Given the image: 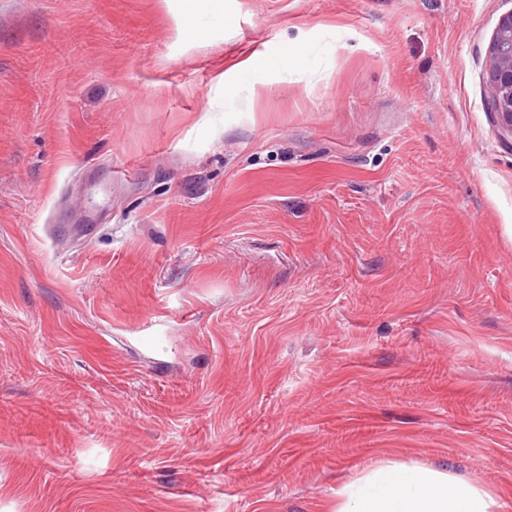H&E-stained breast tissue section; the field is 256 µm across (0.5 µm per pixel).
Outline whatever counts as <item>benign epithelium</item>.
<instances>
[{"mask_svg":"<svg viewBox=\"0 0 512 512\" xmlns=\"http://www.w3.org/2000/svg\"><path fill=\"white\" fill-rule=\"evenodd\" d=\"M487 82L492 90L490 111L512 136V12L500 18L491 42Z\"/></svg>","mask_w":512,"mask_h":512,"instance_id":"benign-epithelium-1","label":"benign epithelium"}]
</instances>
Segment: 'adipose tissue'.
<instances>
[{"label":"adipose tissue","instance_id":"obj_1","mask_svg":"<svg viewBox=\"0 0 512 512\" xmlns=\"http://www.w3.org/2000/svg\"><path fill=\"white\" fill-rule=\"evenodd\" d=\"M485 489L446 471L382 462L336 492L333 512H493Z\"/></svg>","mask_w":512,"mask_h":512}]
</instances>
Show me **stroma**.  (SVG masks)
Masks as SVG:
<instances>
[{
    "label": "stroma",
    "mask_w": 512,
    "mask_h": 512,
    "mask_svg": "<svg viewBox=\"0 0 512 512\" xmlns=\"http://www.w3.org/2000/svg\"><path fill=\"white\" fill-rule=\"evenodd\" d=\"M188 8L0 0V512H332L380 461L512 512V0ZM208 10L204 15H194L183 18L182 32H190V28H204L208 26L229 27L231 20L222 10V0H208ZM487 82L492 90L490 111L512 136V12L500 18L491 42Z\"/></svg>",
    "instance_id": "35a3bbf8"
}]
</instances>
